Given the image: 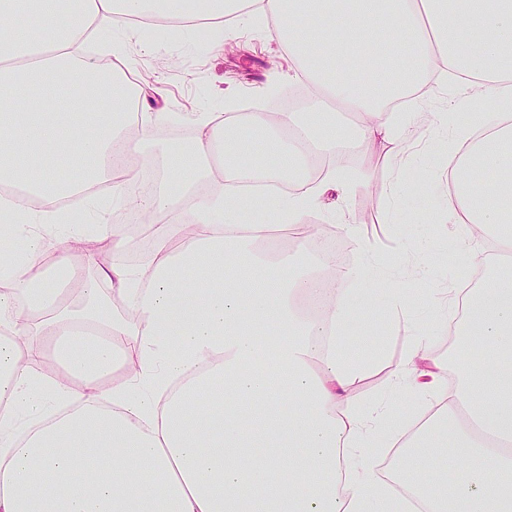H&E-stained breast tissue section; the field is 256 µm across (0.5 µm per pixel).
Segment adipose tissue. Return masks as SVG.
Masks as SVG:
<instances>
[{"instance_id": "ef3b65f1", "label": "adipose tissue", "mask_w": 512, "mask_h": 512, "mask_svg": "<svg viewBox=\"0 0 512 512\" xmlns=\"http://www.w3.org/2000/svg\"><path fill=\"white\" fill-rule=\"evenodd\" d=\"M228 18L270 20L309 79L305 113L141 111L142 88L111 64L125 40H101L139 19L205 20L219 33ZM92 39L101 58L82 52ZM450 78L512 97V0H0V240L26 242L21 268H0V512H411L416 498L426 512H512V268L464 298L465 382L448 385L428 336L410 340L395 382L439 407L416 429L354 399L366 365L337 344L358 311L405 313V292L349 268L327 295L329 258L254 249L270 215L299 233L327 190L354 194L338 145L406 149L413 112L389 103ZM342 112L358 117L355 134ZM177 118L196 135L167 148L166 177L139 196V169L115 160ZM244 127L268 131L271 161L245 153ZM431 135L454 147L448 217L461 241L492 244L467 263L492 262L512 247V118L476 138L443 118ZM69 162L73 181L57 175ZM477 168L493 181H474ZM293 173L274 207L248 191ZM105 182L114 203L152 211V247L129 270L124 233L96 212L113 257L88 279L98 250L82 232L51 257L45 238ZM73 283L83 305L65 301ZM478 345L486 356H472ZM116 370L122 381L103 390ZM216 386L220 399L191 413ZM379 436L395 449L391 480L365 464ZM446 446L466 475L441 495L424 473L441 470Z\"/></svg>"}]
</instances>
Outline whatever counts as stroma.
I'll list each match as a JSON object with an SVG mask.
<instances>
[{
  "label": "stroma",
  "instance_id": "35a3bbf8",
  "mask_svg": "<svg viewBox=\"0 0 512 512\" xmlns=\"http://www.w3.org/2000/svg\"><path fill=\"white\" fill-rule=\"evenodd\" d=\"M116 65L135 84L164 88V96L150 104L154 111L184 114L204 108L228 118L257 110L275 112L284 100L310 96L299 62L288 56L273 29L263 25L229 26L220 41L206 30L175 37L162 32L149 49L134 38L126 57ZM422 96L412 131L414 145L408 153L398 154L393 144L381 140L369 147L352 145L348 172L360 186L348 204L345 221L356 234L339 237L343 266L372 265L379 275H391L395 285L409 289L417 300L431 288L460 287L464 254L456 225L441 220L448 209V152L429 132L440 113H447L449 122L460 123L468 115L496 107L490 88L485 86L458 90L433 85L424 89ZM402 167L422 183V191L414 196L383 197L381 186L395 182ZM93 206L108 210L110 224L139 222V230L128 235L124 254L126 265L138 267L148 253L140 234L141 228L148 226V218L137 217L132 209L113 207L107 195L95 199ZM362 238L377 243L380 252L376 258L368 261L360 254L358 241ZM421 333L430 334L434 356L453 360L457 345L451 327L438 325L433 310L418 303L410 307L408 321L390 323L382 330L363 318L352 320L343 347L354 353L379 340L386 352L379 367L354 382L352 391L359 401H383L394 406L397 417H414L420 399L395 385L393 372L411 336Z\"/></svg>",
  "mask_w": 512,
  "mask_h": 512
}]
</instances>
